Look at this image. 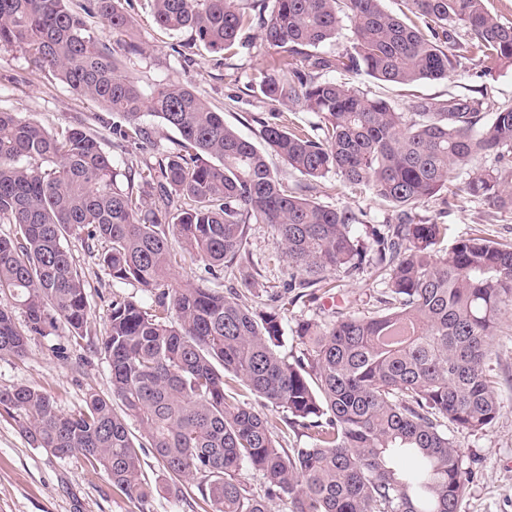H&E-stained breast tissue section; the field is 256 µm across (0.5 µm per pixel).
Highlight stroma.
I'll use <instances>...</instances> for the list:
<instances>
[{
  "label": "stroma",
  "mask_w": 512,
  "mask_h": 512,
  "mask_svg": "<svg viewBox=\"0 0 512 512\" xmlns=\"http://www.w3.org/2000/svg\"><path fill=\"white\" fill-rule=\"evenodd\" d=\"M121 7L131 22L130 37L150 47L146 55L122 60L141 86L190 82L201 97L223 112L227 125L245 137L255 138L260 120L270 117V106L258 83L262 70L276 55L260 27L248 32L247 43L237 55L228 56L193 44L190 32L160 28L153 18L151 0H121ZM327 78L370 90L399 108L417 97L443 99L479 92L484 95V110L488 113L512 102V66L488 69L476 61L467 62L465 70L448 78L411 85L380 83L363 74L342 71L330 72ZM0 107L53 132L82 125L125 168L136 171L158 159V151L135 147L124 152L113 150L115 136L111 125L100 122L99 108L37 70L20 51L0 52ZM309 197L326 206L352 205L372 224L383 223L391 215L390 207L367 187L346 185L333 174L313 181ZM417 212L447 225L452 240L478 234L512 243V216L501 215L466 195L446 203L437 197L425 200ZM69 248L86 283L87 332L76 338L62 326L50 327L44 335L29 339L23 357L0 356V389L32 387L50 395L62 411L73 413L84 407L89 391L103 396L112 393L110 367L100 346L113 299H140L144 293L132 284L113 283L102 271L97 260L104 248L102 242L74 237ZM247 249L252 266L261 272V290L256 295L244 293L242 302L262 309L271 295L282 292L288 280L286 263L267 225H250ZM381 289V282L368 273L342 279L331 291H316L314 299L285 311L284 334L293 336L303 319L327 321L344 306L366 312ZM489 369L500 403L498 415L487 429L456 437L471 469L461 512H512V315L505 316L501 323ZM141 458L143 475L154 488L152 498L145 502L115 489L102 467L91 466L82 457L59 458L33 447L21 433L16 417L0 410V512H203L198 479L171 490L152 451H145Z\"/></svg>",
  "instance_id": "1"
}]
</instances>
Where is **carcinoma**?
Segmentation results:
<instances>
[{
	"mask_svg": "<svg viewBox=\"0 0 512 512\" xmlns=\"http://www.w3.org/2000/svg\"><path fill=\"white\" fill-rule=\"evenodd\" d=\"M66 2L0 0V50L20 49L123 120L112 124L118 147L155 146L145 115L180 140L137 183L83 126L55 135L0 110V224L11 229L0 235V356H24L29 337L58 322L83 336L86 284L68 247L81 231L109 244L99 261L112 281L155 294L154 308L133 296L112 301L101 347L112 397L91 393L73 415L20 386L0 390V407L19 413L34 447L97 462L143 501L153 495L140 478L149 448L172 483L200 477L212 512H270L275 500L286 512H460L471 471L454 434L485 429L499 411L488 363L512 310V244L470 236L442 249L447 225L415 208L464 193L512 214V103L488 119L482 97L400 109L323 74L341 68L408 85L445 79L477 56L512 65V25L484 0H406L424 29L382 0H253L254 14L242 0H152L159 26L189 30L210 51L237 53L256 21L280 49L259 82L279 108L261 124L259 147L189 84L142 88ZM118 2L87 0L85 10L125 33ZM345 21L350 46L322 53ZM297 107L319 121L285 125L283 111ZM270 155L308 179L335 174L369 187L391 218L359 234L361 211L288 190ZM251 224L273 230L291 302L325 287L330 273L369 271L385 285L374 311L303 319L300 348L288 350L280 309L251 310L237 289L211 287L228 271L247 291L258 285V270L243 266ZM174 240L205 276L164 291ZM4 300L24 310V325ZM249 394L281 414L285 430ZM289 430L310 445L288 447Z\"/></svg>",
	"mask_w": 512,
	"mask_h": 512,
	"instance_id": "cac0c4a2",
	"label": "carcinoma"
}]
</instances>
